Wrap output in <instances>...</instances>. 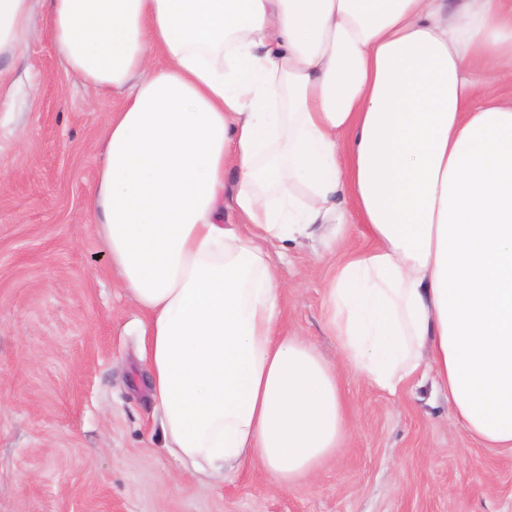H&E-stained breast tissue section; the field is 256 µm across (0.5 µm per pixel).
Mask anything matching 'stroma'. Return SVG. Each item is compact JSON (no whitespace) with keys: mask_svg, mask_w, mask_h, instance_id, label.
Returning <instances> with one entry per match:
<instances>
[{"mask_svg":"<svg viewBox=\"0 0 512 512\" xmlns=\"http://www.w3.org/2000/svg\"><path fill=\"white\" fill-rule=\"evenodd\" d=\"M115 107L64 72L42 21L0 56V512H512V452L457 428L428 376L391 396L342 374L353 427L312 479L181 474L90 212ZM320 250L289 246L283 324L335 362Z\"/></svg>","mask_w":512,"mask_h":512,"instance_id":"stroma-1","label":"stroma"}]
</instances>
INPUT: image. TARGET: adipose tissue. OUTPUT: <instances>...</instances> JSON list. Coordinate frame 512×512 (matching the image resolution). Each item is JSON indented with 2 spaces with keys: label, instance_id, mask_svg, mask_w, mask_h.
<instances>
[{
  "label": "adipose tissue",
  "instance_id": "1",
  "mask_svg": "<svg viewBox=\"0 0 512 512\" xmlns=\"http://www.w3.org/2000/svg\"><path fill=\"white\" fill-rule=\"evenodd\" d=\"M38 11L120 101L92 213L186 472L314 475L349 429L341 365L392 395L433 374L512 450V0H0V54ZM312 238L337 364L282 323L278 263Z\"/></svg>",
  "mask_w": 512,
  "mask_h": 512
}]
</instances>
